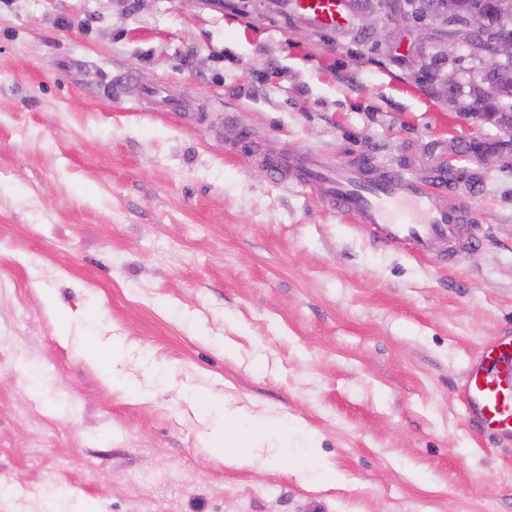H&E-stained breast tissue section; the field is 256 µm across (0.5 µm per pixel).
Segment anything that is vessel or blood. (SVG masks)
Wrapping results in <instances>:
<instances>
[{
  "mask_svg": "<svg viewBox=\"0 0 512 512\" xmlns=\"http://www.w3.org/2000/svg\"><path fill=\"white\" fill-rule=\"evenodd\" d=\"M294 4L321 26L333 27L344 19L339 0H294ZM266 163L291 181L314 186L338 212L364 225L383 246L420 257L441 238L448 239L456 253L470 245L461 234L465 211L443 199L453 181L452 171H439L435 183L419 184L398 170L378 169L369 160L334 166L309 160L292 166L287 160L270 157ZM511 360L512 348L507 343L485 344L461 388L480 425L506 437H512V400L503 393L490 366Z\"/></svg>",
  "mask_w": 512,
  "mask_h": 512,
  "instance_id": "1",
  "label": "vessel or blood"
}]
</instances>
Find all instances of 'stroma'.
<instances>
[{"label": "stroma", "mask_w": 512, "mask_h": 512, "mask_svg": "<svg viewBox=\"0 0 512 512\" xmlns=\"http://www.w3.org/2000/svg\"><path fill=\"white\" fill-rule=\"evenodd\" d=\"M411 43L291 0H0V512H512L459 391L512 339V133ZM262 154L455 167L479 243L377 246ZM208 395L297 419L335 481L225 466ZM294 7L312 22L333 27L344 20L339 0H293Z\"/></svg>", "instance_id": "obj_1"}]
</instances>
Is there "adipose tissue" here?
Masks as SVG:
<instances>
[{"instance_id":"obj_1","label":"adipose tissue","mask_w":512,"mask_h":512,"mask_svg":"<svg viewBox=\"0 0 512 512\" xmlns=\"http://www.w3.org/2000/svg\"><path fill=\"white\" fill-rule=\"evenodd\" d=\"M224 419L229 423L223 436L224 463L228 466H261L258 448L287 449L299 430L298 423L287 418L246 417L238 409L230 407L225 408Z\"/></svg>"}]
</instances>
